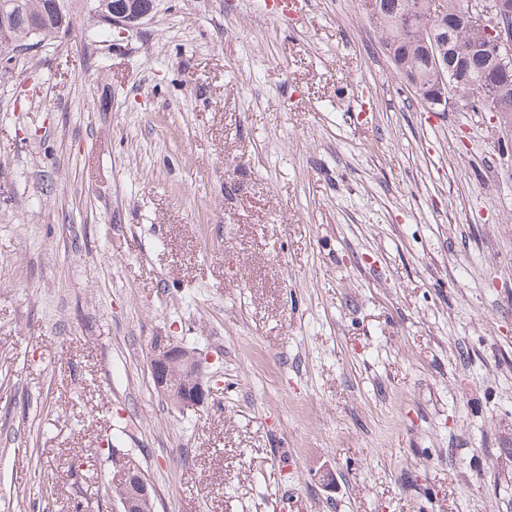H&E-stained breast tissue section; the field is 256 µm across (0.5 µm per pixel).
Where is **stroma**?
Returning <instances> with one entry per match:
<instances>
[{
  "label": "stroma",
  "instance_id": "1",
  "mask_svg": "<svg viewBox=\"0 0 512 512\" xmlns=\"http://www.w3.org/2000/svg\"><path fill=\"white\" fill-rule=\"evenodd\" d=\"M72 9L0 67V512H113L116 448L155 512H512V121L429 111L358 0ZM112 3L115 1L116 6L121 8L124 1L127 0H110ZM109 0H95L93 11L101 16L102 21L109 25L110 28L117 31V35H124L128 32L136 22L148 16L155 7L156 0H129L128 4L124 6L120 14H117L115 9H112V4ZM89 16L93 19L95 26V37L109 36L112 37V30L104 25L96 14L91 10L88 12ZM204 362L196 351L167 341L156 340L149 353V368L154 386L172 403L183 409L204 405L212 388L204 381Z\"/></svg>",
  "mask_w": 512,
  "mask_h": 512
}]
</instances>
